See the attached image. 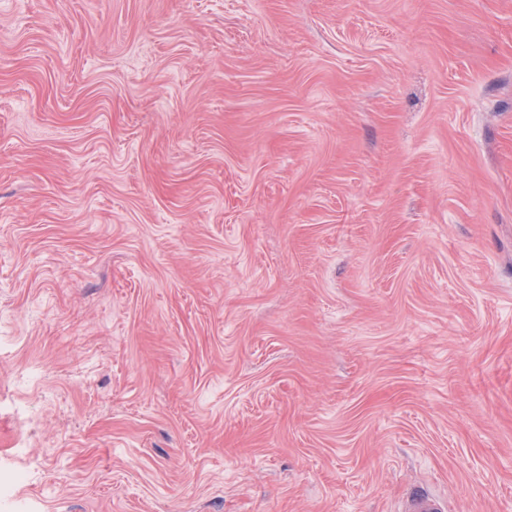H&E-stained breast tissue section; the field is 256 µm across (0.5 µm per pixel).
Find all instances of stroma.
I'll return each mask as SVG.
<instances>
[{
	"label": "stroma",
	"instance_id": "1",
	"mask_svg": "<svg viewBox=\"0 0 512 512\" xmlns=\"http://www.w3.org/2000/svg\"><path fill=\"white\" fill-rule=\"evenodd\" d=\"M0 512H512V0H0ZM445 503L427 490H417L411 494L402 512H445Z\"/></svg>",
	"mask_w": 512,
	"mask_h": 512
}]
</instances>
